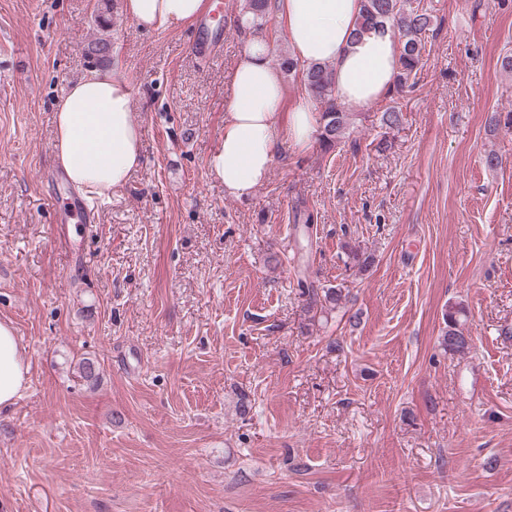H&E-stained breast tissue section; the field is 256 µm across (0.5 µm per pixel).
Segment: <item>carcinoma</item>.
<instances>
[{
  "label": "carcinoma",
  "mask_w": 512,
  "mask_h": 512,
  "mask_svg": "<svg viewBox=\"0 0 512 512\" xmlns=\"http://www.w3.org/2000/svg\"><path fill=\"white\" fill-rule=\"evenodd\" d=\"M270 0H244L243 12L252 16L257 29L268 22ZM432 26L431 16L425 12L406 8L404 0H362V10L357 22V33L364 31L392 29L398 34L401 52L399 69L393 81L392 90L400 94L408 87L410 78L417 74L425 49V34ZM285 71L300 72L305 92L318 104L321 112L319 142L326 151L335 148L349 137L354 113L347 111L336 102L332 91V72L323 63L304 66L288 57L283 61ZM381 126L394 130L402 123V112L391 106L379 118ZM344 249L351 264L359 271H365L373 257L356 246L345 243ZM301 295L306 297V313L310 324L316 323L317 313L338 310L346 305V295L335 287L316 288L304 281L299 282ZM466 309L461 304L448 306L444 313L446 331L440 338L443 350L465 355L472 348V339L461 328V317ZM81 379L95 383L99 379V366L90 358H83L77 364Z\"/></svg>",
  "instance_id": "cac0c4a2"
}]
</instances>
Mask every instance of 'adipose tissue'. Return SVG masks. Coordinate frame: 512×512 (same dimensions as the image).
<instances>
[{
	"label": "adipose tissue",
	"mask_w": 512,
	"mask_h": 512,
	"mask_svg": "<svg viewBox=\"0 0 512 512\" xmlns=\"http://www.w3.org/2000/svg\"><path fill=\"white\" fill-rule=\"evenodd\" d=\"M206 8L205 0H123L125 14L153 30L192 24ZM274 8L292 58L330 64L333 95L348 110L366 109L391 88L401 45L389 29L357 33L361 0H274ZM271 49L265 34L249 33L227 81L224 132L208 158L209 177L238 199L268 178L280 142L306 149L320 126V112L307 95L280 125L284 77L270 60ZM133 94L126 69L112 64L71 82L56 104L55 160L87 200H110L141 166ZM29 371L13 325L0 321V413L27 390Z\"/></svg>",
	"instance_id": "adipose-tissue-1"
}]
</instances>
